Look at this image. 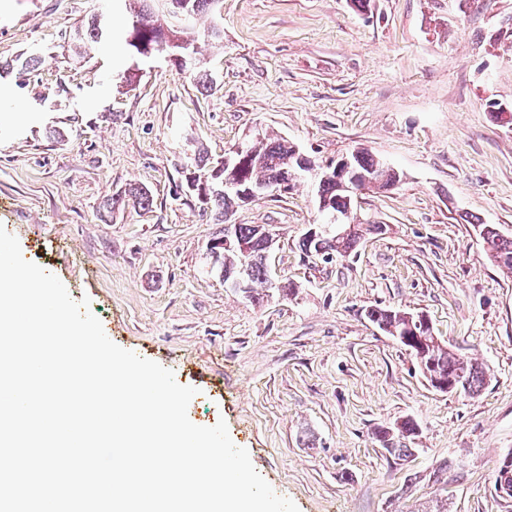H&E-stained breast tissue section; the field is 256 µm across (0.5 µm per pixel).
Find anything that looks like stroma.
I'll use <instances>...</instances> for the list:
<instances>
[{
    "mask_svg": "<svg viewBox=\"0 0 512 512\" xmlns=\"http://www.w3.org/2000/svg\"><path fill=\"white\" fill-rule=\"evenodd\" d=\"M101 0H0V225L56 275L121 348L197 388L190 421H226L236 446L299 512H512L494 487L512 452V271L490 263L468 216L512 227V0H223L181 34L217 82L207 94L164 58L137 61L124 34L73 62L69 35ZM136 68L131 84L111 80ZM280 136L314 160L362 147L401 175L365 188L355 221L385 225L356 255L303 256L314 191L239 206L230 224L275 235L272 268L296 285L253 304L206 275L218 232L185 189V138L211 157L245 134ZM140 183L154 203L101 219ZM374 307L425 314L449 348L486 368L476 395L443 393ZM407 460L375 438L405 418ZM458 467L443 480L447 459Z\"/></svg>",
    "mask_w": 512,
    "mask_h": 512,
    "instance_id": "stroma-1",
    "label": "stroma"
}]
</instances>
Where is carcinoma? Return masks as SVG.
<instances>
[{
  "label": "carcinoma",
  "instance_id": "cac0c4a2",
  "mask_svg": "<svg viewBox=\"0 0 512 512\" xmlns=\"http://www.w3.org/2000/svg\"><path fill=\"white\" fill-rule=\"evenodd\" d=\"M128 2L127 15L123 17L126 30V42L132 51L138 50V44L147 48L159 50L167 36H177L182 27L176 26L167 20L158 24L154 20L155 0H126ZM110 26L97 23L93 16L86 23L78 26L71 38V50L75 56L83 57L86 50L100 42L109 32ZM189 75L201 90L210 89L214 79L209 71L203 69L200 63L189 70ZM293 153V145L283 138H268L246 146L245 155L249 161L244 162L232 171L222 170L220 174H213L214 165L208 153L200 146H192L188 160L191 166L185 168V175L191 176L194 182L203 186L197 197L204 209L209 211L214 223H224V214L230 208L239 204V198L224 193V177L228 174L233 179L245 185L266 183L274 177L282 178L290 175L291 167L288 159ZM356 163L364 172H375L385 182H396V172L384 167V163L364 150L356 156ZM318 194L330 200L334 209L347 208V202L339 196L334 185L327 183L318 186ZM131 204L142 210L149 209L153 204L151 190L142 184L134 183L124 190L123 194L110 196L102 204L105 213L110 214L116 208ZM236 233L240 239L249 244V259L251 265V294L249 300L254 304L264 302L269 292V278L264 263L266 252L265 240L257 232L255 224H237ZM475 230L481 239L483 248L489 260L500 266L512 270V236H503L500 227L496 224H476ZM384 233L381 224H356L354 231L345 239L336 243L326 239L323 248L333 254L345 257L350 255L368 235ZM366 317L381 330L392 336L400 338L409 336L408 322L410 313L375 307L366 311ZM406 348L411 350L418 370L423 375H429L438 380L450 381L460 379L462 393L474 395L479 393L487 382L485 370L467 358L456 354L438 340L431 336L424 348H416L410 344ZM419 433V425L412 418H405L394 427H382L376 432V439L381 447L399 460H405L413 455V449L407 447L405 441L414 439Z\"/></svg>",
  "mask_w": 512,
  "mask_h": 512
}]
</instances>
